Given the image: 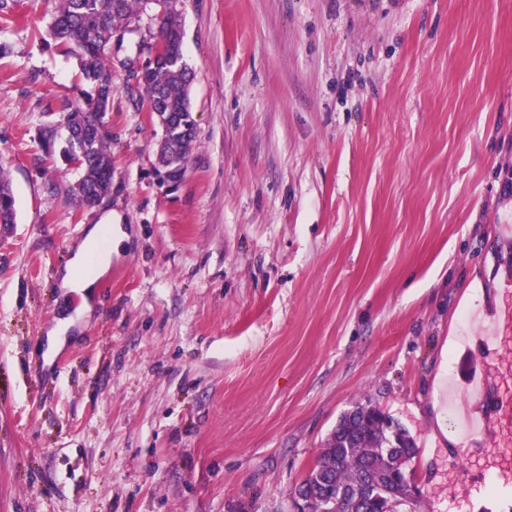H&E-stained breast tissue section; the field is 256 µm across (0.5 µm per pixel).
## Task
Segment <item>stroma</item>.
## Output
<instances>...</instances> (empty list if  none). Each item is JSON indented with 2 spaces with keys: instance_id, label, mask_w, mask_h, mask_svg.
Instances as JSON below:
<instances>
[{
  "instance_id": "1",
  "label": "stroma",
  "mask_w": 512,
  "mask_h": 512,
  "mask_svg": "<svg viewBox=\"0 0 512 512\" xmlns=\"http://www.w3.org/2000/svg\"><path fill=\"white\" fill-rule=\"evenodd\" d=\"M51 9L0 16V512H295L367 401L416 443L408 512H512V410L450 420L479 368L512 401V0H186L184 181L120 89L92 209L36 141L83 100ZM113 211L84 314L62 279ZM15 198L10 180L0 173V221L11 224L15 221Z\"/></svg>"
}]
</instances>
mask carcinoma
I'll return each mask as SVG.
<instances>
[{
	"label": "carcinoma",
	"mask_w": 512,
	"mask_h": 512,
	"mask_svg": "<svg viewBox=\"0 0 512 512\" xmlns=\"http://www.w3.org/2000/svg\"><path fill=\"white\" fill-rule=\"evenodd\" d=\"M48 35L77 60L80 75L92 87L85 105L48 104L45 112L60 120L40 129L45 159L77 163L80 179L69 187L79 207L91 209L112 193V111L115 69L137 111L172 112L189 123L193 74L184 62L183 0H54ZM144 30L135 50L122 53L125 36ZM196 139L169 137L160 162L186 171ZM10 180L0 173V221L15 223ZM391 420L379 409L358 403L342 415L326 439L304 483L316 486L315 512H327L324 489L336 493L337 512H404L416 486L409 476L415 442L408 434L394 441Z\"/></svg>",
	"instance_id": "cac0c4a2"
}]
</instances>
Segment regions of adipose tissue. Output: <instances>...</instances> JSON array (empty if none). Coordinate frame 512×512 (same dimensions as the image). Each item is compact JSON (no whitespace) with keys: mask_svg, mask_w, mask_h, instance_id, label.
I'll return each mask as SVG.
<instances>
[{"mask_svg":"<svg viewBox=\"0 0 512 512\" xmlns=\"http://www.w3.org/2000/svg\"><path fill=\"white\" fill-rule=\"evenodd\" d=\"M110 221L109 238H102L100 227L89 229L70 263V272L63 278L64 287L79 291L94 288L97 279L108 271L113 254L119 253L122 242L128 238L120 225V216H111Z\"/></svg>","mask_w":512,"mask_h":512,"instance_id":"1","label":"adipose tissue"}]
</instances>
